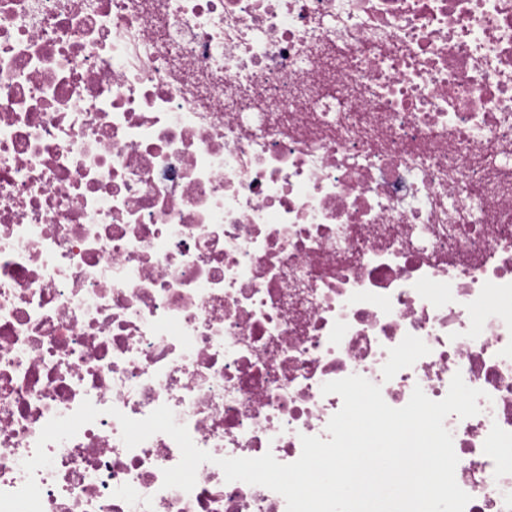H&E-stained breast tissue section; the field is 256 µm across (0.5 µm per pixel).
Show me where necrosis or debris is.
Returning <instances> with one entry per match:
<instances>
[{"label":"necrosis or debris","mask_w":512,"mask_h":512,"mask_svg":"<svg viewBox=\"0 0 512 512\" xmlns=\"http://www.w3.org/2000/svg\"><path fill=\"white\" fill-rule=\"evenodd\" d=\"M450 415L465 512H512V0H0V491L43 512H286L357 374ZM173 411L212 459L126 448Z\"/></svg>","instance_id":"4bbe7bcc"}]
</instances>
